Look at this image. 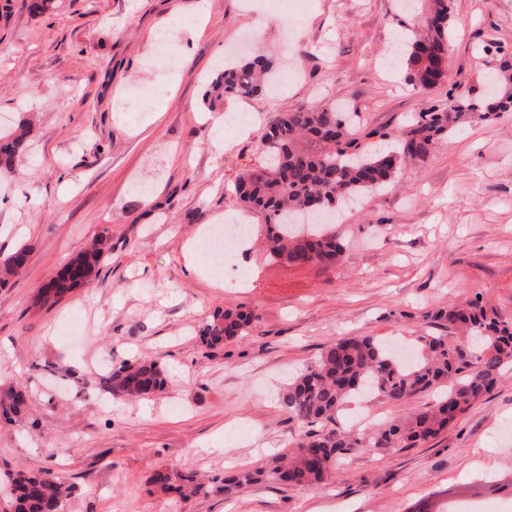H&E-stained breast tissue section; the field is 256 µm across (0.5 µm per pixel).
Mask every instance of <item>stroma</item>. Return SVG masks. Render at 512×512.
<instances>
[{"instance_id": "obj_1", "label": "stroma", "mask_w": 512, "mask_h": 512, "mask_svg": "<svg viewBox=\"0 0 512 512\" xmlns=\"http://www.w3.org/2000/svg\"><path fill=\"white\" fill-rule=\"evenodd\" d=\"M0 0V114L32 126L31 152L0 181V257L28 246L0 288V391L24 381L28 408L0 418V473L49 470L76 483L63 512H408L430 492L512 512V372L441 433L390 453L351 454L331 482L264 481L224 493L231 472L272 461L308 426L281 405L289 379L342 336L416 347L430 313L481 293L512 319V112L441 137L424 162L344 210L328 233L340 262L269 258L262 214H244L239 177L263 169L266 119L344 104L394 130L447 91L482 100L494 42L512 51V0H453L447 87L422 94L391 64L413 13L401 0ZM179 48L152 67L159 36ZM288 74V88L209 108L218 68L244 40ZM254 117L249 133L211 113ZM246 215L248 282L184 264L200 227ZM107 238L100 274L52 306L34 302L75 254ZM243 305L246 336L206 347L216 307ZM157 362L167 386L146 399L102 388L105 366ZM368 397L341 428L404 416ZM161 468L192 470L196 496L153 489Z\"/></svg>"}]
</instances>
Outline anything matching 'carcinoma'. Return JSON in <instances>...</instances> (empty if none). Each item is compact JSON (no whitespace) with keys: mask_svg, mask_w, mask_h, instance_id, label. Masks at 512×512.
<instances>
[{"mask_svg":"<svg viewBox=\"0 0 512 512\" xmlns=\"http://www.w3.org/2000/svg\"><path fill=\"white\" fill-rule=\"evenodd\" d=\"M420 28L401 38V65L405 81L429 93L448 81V48L453 46L451 0H424ZM497 53L490 82L495 95L484 102L453 96L445 105L433 104L412 116L396 133L377 129L361 131L358 112L314 102L292 112L270 117L259 146L270 155L271 164L248 172L238 180L239 200L264 215L269 256L301 265L312 259L332 264L343 251L336 236L316 224H305L299 215L313 211L325 220L336 207L375 193L396 177L408 162H422L440 135L459 131L475 121H493L512 112V55ZM273 63L262 55L227 60L208 91L210 104L227 96L246 98L270 85ZM29 131H0V174L13 169L29 152ZM379 136L394 141L393 149L370 152L362 139ZM14 251L0 260V286L22 270ZM102 242L70 259L48 287L59 299L97 278L104 259ZM435 318L448 325L418 337L420 356L407 361L393 348L369 336H344L330 344L318 359L302 370L281 395V405L297 419L325 426L305 433L283 453L284 464L274 463L241 470L224 478V489L256 484L263 480L293 486H315L331 478L346 456L354 451L390 452L411 448L436 438L460 414L499 383L512 368V320L502 318L487 306L481 294ZM243 306L215 310L200 330L202 343L213 347L244 336L256 321ZM104 390L116 397L139 399L161 392L167 379L154 363H123L108 370ZM446 386L437 400L419 408L412 406L427 392ZM410 406L402 418L377 428L350 432L336 428V416L348 399L363 393ZM28 408V392L20 382L0 398V415L10 420ZM150 483L188 499L199 494L203 484L190 472L161 469ZM76 486L60 481L53 472L33 474L24 470L0 476V496L13 512H62L64 501Z\"/></svg>","mask_w":512,"mask_h":512,"instance_id":"obj_1","label":"carcinoma"}]
</instances>
